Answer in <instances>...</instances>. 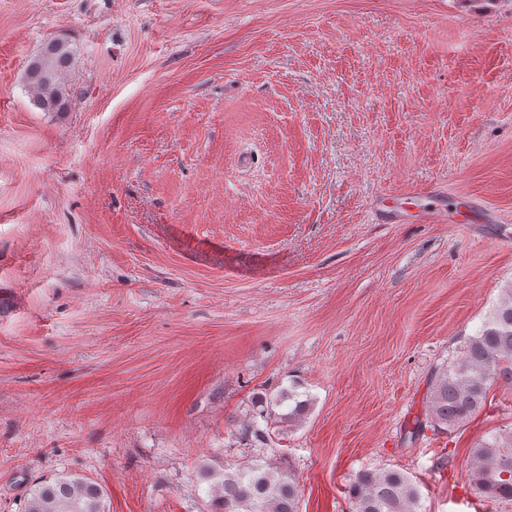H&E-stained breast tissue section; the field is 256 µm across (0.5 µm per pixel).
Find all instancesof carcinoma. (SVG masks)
<instances>
[{
	"label": "carcinoma",
	"instance_id": "cac0c4a2",
	"mask_svg": "<svg viewBox=\"0 0 512 512\" xmlns=\"http://www.w3.org/2000/svg\"><path fill=\"white\" fill-rule=\"evenodd\" d=\"M75 59L67 41L52 39L29 60L24 81L34 103L47 112L68 106L62 77ZM501 380L512 385V284L467 337L459 355L436 372L429 386L427 421L435 428L453 429L485 404L490 386ZM312 398L290 388L270 397L274 417L297 423L309 411ZM211 512H300L298 483L290 472L270 460L255 459L235 467L206 465ZM468 480L490 499L512 498V427L489 433L471 450ZM352 512H422L419 487L405 474L386 469L359 473L349 487ZM107 492L76 475H60L33 485L24 512H107Z\"/></svg>",
	"mask_w": 512,
	"mask_h": 512
}]
</instances>
